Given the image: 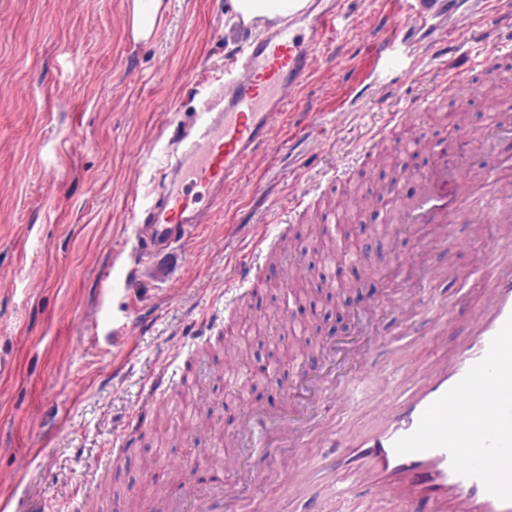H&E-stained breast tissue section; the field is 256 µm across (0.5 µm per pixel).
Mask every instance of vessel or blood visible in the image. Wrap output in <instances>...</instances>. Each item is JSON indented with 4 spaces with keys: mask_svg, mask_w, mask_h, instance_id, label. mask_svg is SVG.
Instances as JSON below:
<instances>
[{
    "mask_svg": "<svg viewBox=\"0 0 512 512\" xmlns=\"http://www.w3.org/2000/svg\"><path fill=\"white\" fill-rule=\"evenodd\" d=\"M348 3L307 0L304 9L270 25L263 37L239 24L243 43L234 71L216 78L196 111L176 124L150 202L130 203L139 221L127 277L154 273L158 255L189 242L209 223L214 205L223 203L242 168L271 150L273 130L286 108H306L304 91L322 50L332 44L337 53L345 51L336 20ZM488 39L479 25L451 34L440 30L429 36L426 50L436 55L454 42ZM360 52L373 70L391 60L392 45L372 36ZM451 64L452 73L438 91L461 100L466 95L462 76L479 63L458 55ZM421 182V196L403 207L400 223L432 225L433 240L444 242L449 225L462 221L474 237L489 241L491 259L481 267L478 297L457 346L448 348L443 340L446 303L426 301L420 288L400 289L390 300L403 315L392 349L400 364L393 374L374 371L368 363L384 341L376 332H366L342 354L326 346L322 370L298 373V406L243 417L238 436L250 455H225V478L209 490L185 480L154 486L157 512H512V502L490 494L481 480L455 473L448 451L400 455L394 449L397 440L416 430L423 412L486 356L512 317V139L501 147L493 171L464 155L443 162ZM262 254V248H254L236 265L225 299L250 282ZM423 314L433 343L423 362L402 361L414 343L412 322ZM270 474L277 492L255 502L247 487Z\"/></svg>",
    "mask_w": 512,
    "mask_h": 512,
    "instance_id": "obj_1",
    "label": "vessel or blood"
}]
</instances>
